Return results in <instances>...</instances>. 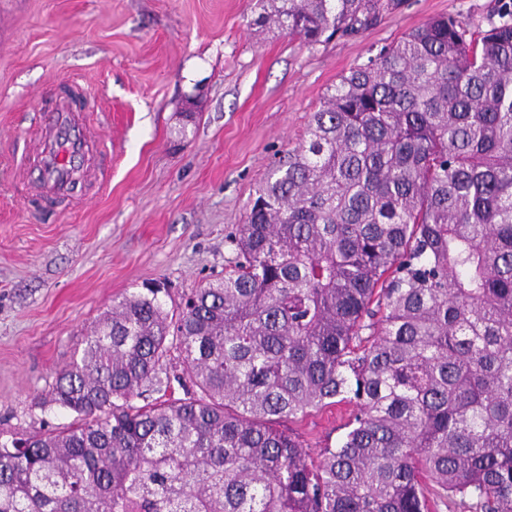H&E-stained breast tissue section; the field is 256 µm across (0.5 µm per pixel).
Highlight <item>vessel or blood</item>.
Returning a JSON list of instances; mask_svg holds the SVG:
<instances>
[{"mask_svg": "<svg viewBox=\"0 0 512 512\" xmlns=\"http://www.w3.org/2000/svg\"><path fill=\"white\" fill-rule=\"evenodd\" d=\"M91 98L88 89L71 83L44 124L36 155L24 170V181L34 183L37 194L52 203L69 204L80 183L102 182L110 174L105 151L94 148L95 135L86 114Z\"/></svg>", "mask_w": 512, "mask_h": 512, "instance_id": "1", "label": "vessel or blood"}]
</instances>
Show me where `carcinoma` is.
Returning a JSON list of instances; mask_svg holds the SVG:
<instances>
[{"instance_id":"cac0c4a2","label":"carcinoma","mask_w":512,"mask_h":512,"mask_svg":"<svg viewBox=\"0 0 512 512\" xmlns=\"http://www.w3.org/2000/svg\"><path fill=\"white\" fill-rule=\"evenodd\" d=\"M279 2L309 45L400 4ZM232 245L96 321L45 398L74 421L0 436V512H512V5L342 76ZM338 399L334 447L279 428Z\"/></svg>"}]
</instances>
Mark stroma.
<instances>
[{"mask_svg":"<svg viewBox=\"0 0 512 512\" xmlns=\"http://www.w3.org/2000/svg\"><path fill=\"white\" fill-rule=\"evenodd\" d=\"M500 6L402 0L361 35L309 45L259 22L260 0H0V432L72 421L44 397L114 302L153 279L176 302L223 271L257 187L350 68L431 17L478 30ZM72 80L96 92L111 179L84 207L39 210L15 182ZM352 410L281 426L316 453Z\"/></svg>","mask_w":512,"mask_h":512,"instance_id":"35a3bbf8","label":"stroma"}]
</instances>
